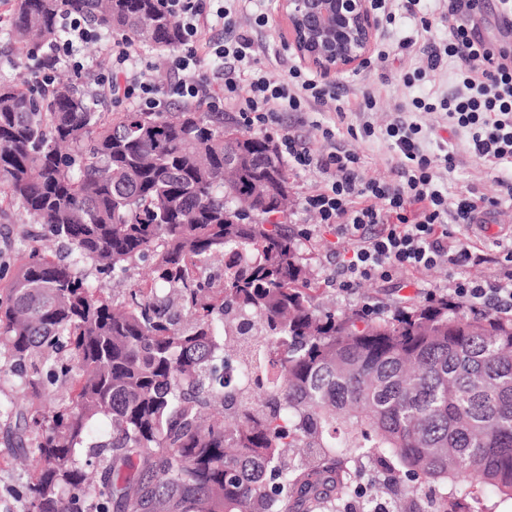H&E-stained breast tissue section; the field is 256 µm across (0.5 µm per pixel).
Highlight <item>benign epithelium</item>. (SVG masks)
I'll use <instances>...</instances> for the list:
<instances>
[{
  "label": "benign epithelium",
  "instance_id": "benign-epithelium-1",
  "mask_svg": "<svg viewBox=\"0 0 512 512\" xmlns=\"http://www.w3.org/2000/svg\"><path fill=\"white\" fill-rule=\"evenodd\" d=\"M288 19V48L324 76L356 69L377 35L367 0H277Z\"/></svg>",
  "mask_w": 512,
  "mask_h": 512
}]
</instances>
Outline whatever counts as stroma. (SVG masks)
<instances>
[{"mask_svg": "<svg viewBox=\"0 0 512 512\" xmlns=\"http://www.w3.org/2000/svg\"><path fill=\"white\" fill-rule=\"evenodd\" d=\"M14 8L13 0H0V83L15 81L20 75L29 73L34 63L33 57L19 55L8 35L9 18ZM255 12L269 16V26L258 37L260 57L272 79L287 77L288 67L298 65V58L284 45L287 23L276 10V0H256ZM414 34V23L405 13H398L393 26L391 61L386 68L361 66L356 70L330 76L331 84L342 92L352 94L360 86L373 84L380 90L377 108L371 112L349 113L346 122L353 127L371 123L377 128L374 137L348 139L347 145L362 158L364 174L369 178L387 179L391 176V152L380 130L395 118L397 107L411 97H435L451 90L455 85L453 65H444L435 76L418 82L413 87H405L404 73L425 66L423 44H409ZM283 56V63H274V56ZM424 127L435 128L436 134L428 148L438 152L440 142L453 144L457 148V167L448 181V190L453 194L472 192L488 198L498 196L499 188L491 172L483 163L472 157L462 135L445 129L443 120L437 113L420 114ZM317 174L289 172L288 186L292 206L288 212V226L302 236V251L309 257L313 281L320 301L335 307L336 311L359 310L369 307L384 313L425 301L429 297L447 294L448 286L455 274L448 266L430 270L403 272L390 282H367L353 292L337 290L334 277L337 268V255L344 252V244L338 243L334 230L320 224L317 217L302 208L304 196L317 181ZM494 221L485 228L461 227L458 236L462 241L474 246L481 254V264L469 268L468 273L477 279H490L499 272L501 246L512 243V205H501L493 211ZM27 227L19 221L17 210L0 213V289L5 288L17 270L19 253L25 246ZM27 482V473L15 465L0 446V512H24V499L17 492Z\"/></svg>", "mask_w": 512, "mask_h": 512, "instance_id": "stroma-1", "label": "stroma"}]
</instances>
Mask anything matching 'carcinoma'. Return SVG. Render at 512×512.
Returning <instances> with one entry per match:
<instances>
[{"instance_id": "1", "label": "carcinoma", "mask_w": 512, "mask_h": 512, "mask_svg": "<svg viewBox=\"0 0 512 512\" xmlns=\"http://www.w3.org/2000/svg\"><path fill=\"white\" fill-rule=\"evenodd\" d=\"M62 9L172 51L162 0H17L9 36L56 41ZM72 81L0 84V213L32 224L0 294V352L29 398L0 402L26 512H357L362 481L443 512L421 476L512 496V316L448 298L365 322L320 308L273 138L222 112H104ZM48 230L60 256L36 242ZM216 255L219 287L199 270ZM150 261L120 309L105 278ZM63 388L68 401L53 404ZM112 423L106 442L87 443Z\"/></svg>"}]
</instances>
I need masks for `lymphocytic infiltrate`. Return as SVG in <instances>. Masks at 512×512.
<instances>
[{
    "label": "lymphocytic infiltrate",
    "instance_id": "lymphocytic-infiltrate-1",
    "mask_svg": "<svg viewBox=\"0 0 512 512\" xmlns=\"http://www.w3.org/2000/svg\"><path fill=\"white\" fill-rule=\"evenodd\" d=\"M252 0H166L179 23L181 48L168 55L165 64L175 79L161 88L145 78L152 61L135 57L130 42H113L112 68L95 75L97 92H111L114 99L132 108L164 111L167 100L192 105L208 85H219L224 102L250 129L279 128L284 112L307 109L333 101L338 118L347 113L373 111L380 96L367 86L347 97L335 86L316 79L297 67H289L283 81L269 78L256 55L251 34L237 30V16ZM477 0H448L447 42L427 54L426 70L404 74L406 86L438 70L444 60L456 64L454 90L431 100L413 98L383 132L393 150L387 181L365 177L359 155L337 146L335 128L324 127L320 144L303 141L293 132L280 130V153L289 166L303 171L320 170L324 179L303 199L307 212L332 226L336 237L351 242L339 265L336 286L345 293L366 281H388L402 271L440 266L465 268L473 260L470 247L456 235L459 225H476L481 214L512 201V53L477 43L471 38L470 17ZM223 19L227 38L208 39L204 30L210 17ZM61 38L51 49L55 61L73 70L85 68V47L100 41L96 26L83 16L62 11ZM436 112L457 132L467 134L470 153L494 174L499 194L494 198L474 195L449 197L440 172H454L456 154L448 151L433 159L426 150L428 132L417 114ZM449 299L471 306L512 314V272L492 280L467 276L454 279Z\"/></svg>",
    "mask_w": 512,
    "mask_h": 512
}]
</instances>
